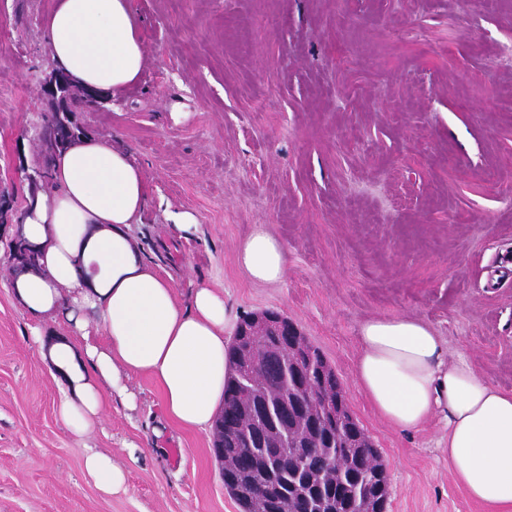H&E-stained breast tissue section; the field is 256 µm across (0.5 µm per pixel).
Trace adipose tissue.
I'll return each instance as SVG.
<instances>
[{
    "mask_svg": "<svg viewBox=\"0 0 512 512\" xmlns=\"http://www.w3.org/2000/svg\"><path fill=\"white\" fill-rule=\"evenodd\" d=\"M43 29L57 67L112 96L146 63L129 0H52ZM52 182L54 192L38 195L24 216L27 238L41 248L39 268L11 289L35 319L68 329L52 342L33 337L55 372L64 425L88 435L106 397L134 403L128 383L146 374L170 421L211 430L229 373L227 338L237 327L223 293L200 286L179 300L173 276L145 261L132 226L147 187L130 150L81 137L57 153ZM235 256L253 283L287 275L288 250L266 225L240 240ZM353 372L391 426L415 429L444 414L440 451L455 483L489 512H512V392L487 383L466 355L447 358L434 329L410 317L366 321Z\"/></svg>",
    "mask_w": 512,
    "mask_h": 512,
    "instance_id": "obj_1",
    "label": "adipose tissue"
}]
</instances>
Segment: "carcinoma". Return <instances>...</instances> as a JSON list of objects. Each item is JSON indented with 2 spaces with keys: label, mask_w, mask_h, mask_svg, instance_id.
I'll list each match as a JSON object with an SVG mask.
<instances>
[{
  "label": "carcinoma",
  "mask_w": 512,
  "mask_h": 512,
  "mask_svg": "<svg viewBox=\"0 0 512 512\" xmlns=\"http://www.w3.org/2000/svg\"><path fill=\"white\" fill-rule=\"evenodd\" d=\"M227 358L231 372L213 452L240 512H321L330 498L337 512H360L364 485L375 479L384 489L374 506L386 507L387 474L358 423L334 427L305 397L291 417H282L289 387L303 374L287 348L268 336L234 335ZM346 436L359 448L344 447Z\"/></svg>",
  "instance_id": "carcinoma-1"
}]
</instances>
